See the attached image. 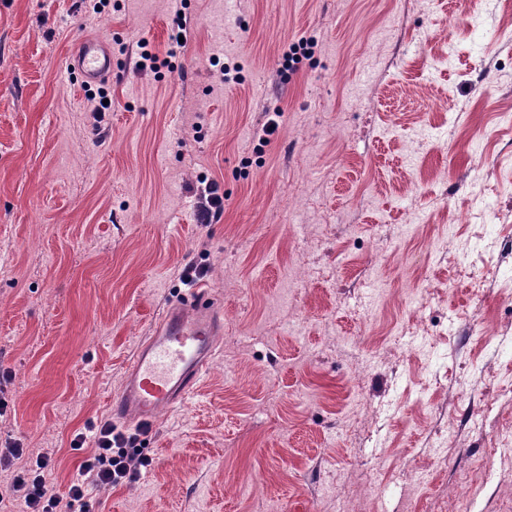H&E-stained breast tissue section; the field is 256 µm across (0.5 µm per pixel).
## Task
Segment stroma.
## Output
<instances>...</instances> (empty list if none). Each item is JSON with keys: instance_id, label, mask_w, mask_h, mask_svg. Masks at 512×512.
Listing matches in <instances>:
<instances>
[{"instance_id": "stroma-1", "label": "stroma", "mask_w": 512, "mask_h": 512, "mask_svg": "<svg viewBox=\"0 0 512 512\" xmlns=\"http://www.w3.org/2000/svg\"><path fill=\"white\" fill-rule=\"evenodd\" d=\"M179 17L173 69L138 70ZM87 35L113 52L106 112L68 66ZM505 111L512 0H0L11 436L55 449L66 493L191 260L224 334L94 512H512ZM314 46V43L307 41L292 43L282 54V67L288 71H297L302 59L312 53ZM199 191V214L203 224H211L221 218L224 206L222 197L218 195V187L214 182H208Z\"/></svg>"}]
</instances>
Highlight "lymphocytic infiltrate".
Returning <instances> with one entry per match:
<instances>
[{
    "label": "lymphocytic infiltrate",
    "instance_id": "obj_1",
    "mask_svg": "<svg viewBox=\"0 0 512 512\" xmlns=\"http://www.w3.org/2000/svg\"><path fill=\"white\" fill-rule=\"evenodd\" d=\"M139 445V431L119 429L108 420L101 422L94 453L80 462L78 477L64 495L55 492L51 479L52 449L42 450L36 471L18 470L14 464L23 457L24 450L19 443L6 441L0 448V471L10 473V491L23 500L26 512H74L75 505L84 501L85 482L106 490L137 480L142 468L151 463Z\"/></svg>",
    "mask_w": 512,
    "mask_h": 512
}]
</instances>
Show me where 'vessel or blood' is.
Masks as SVG:
<instances>
[{
	"label": "vessel or blood",
	"mask_w": 512,
	"mask_h": 512,
	"mask_svg": "<svg viewBox=\"0 0 512 512\" xmlns=\"http://www.w3.org/2000/svg\"><path fill=\"white\" fill-rule=\"evenodd\" d=\"M70 65L86 84H95L111 77L112 54L101 38L88 36L73 46ZM223 332L224 310L212 289L195 286L138 346L123 387L110 398L113 415L154 425L162 410L175 407L195 391Z\"/></svg>",
	"instance_id": "b4317fda"
}]
</instances>
